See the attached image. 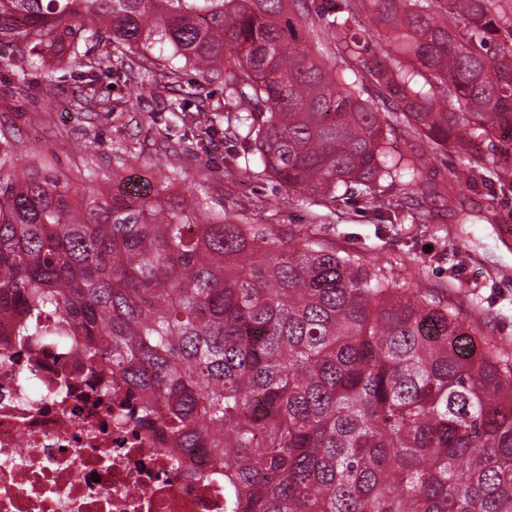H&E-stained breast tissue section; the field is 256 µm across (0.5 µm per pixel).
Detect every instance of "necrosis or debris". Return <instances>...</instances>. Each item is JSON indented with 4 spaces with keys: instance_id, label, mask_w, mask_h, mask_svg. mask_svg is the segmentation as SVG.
Masks as SVG:
<instances>
[{
    "instance_id": "4bbe7bcc",
    "label": "necrosis or debris",
    "mask_w": 512,
    "mask_h": 512,
    "mask_svg": "<svg viewBox=\"0 0 512 512\" xmlns=\"http://www.w3.org/2000/svg\"><path fill=\"white\" fill-rule=\"evenodd\" d=\"M71 346H0V512H224L205 452L176 457Z\"/></svg>"
}]
</instances>
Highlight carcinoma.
<instances>
[{
	"label": "carcinoma",
	"mask_w": 512,
	"mask_h": 512,
	"mask_svg": "<svg viewBox=\"0 0 512 512\" xmlns=\"http://www.w3.org/2000/svg\"><path fill=\"white\" fill-rule=\"evenodd\" d=\"M315 2L0 0V59L138 68L133 90L163 88L186 121L183 72L220 80L261 173L327 206L422 178L401 126L462 154L449 182L472 179L471 143L512 133V17L493 0ZM320 29L343 68L308 44ZM372 33L389 42L375 62ZM157 46L183 66L137 63ZM15 148L0 137V336L69 341L103 393L122 381L161 444L224 462V512H512V362L449 306L193 195L25 174Z\"/></svg>",
	"instance_id": "1"
}]
</instances>
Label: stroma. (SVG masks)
<instances>
[{
	"instance_id": "obj_1",
	"label": "stroma",
	"mask_w": 512,
	"mask_h": 512,
	"mask_svg": "<svg viewBox=\"0 0 512 512\" xmlns=\"http://www.w3.org/2000/svg\"><path fill=\"white\" fill-rule=\"evenodd\" d=\"M131 85L124 76L88 84L75 65L51 75L30 69L20 78L0 61V130L16 136L20 169L76 176L94 171L114 179H149L166 171L175 191L197 195L211 213L258 230L307 236L381 265L452 305L475 338L491 339L512 358V233L503 231L512 226V185L497 177L501 167L512 168V152L475 141L473 150L484 163L449 199L419 182L386 180L328 207L270 176L240 177V170L258 168L259 160L249 142L224 139L236 108L225 103L220 83L202 94L204 112L218 106L225 112L210 139L167 112L162 97H131ZM108 97L122 99V111L93 107V100Z\"/></svg>"
}]
</instances>
